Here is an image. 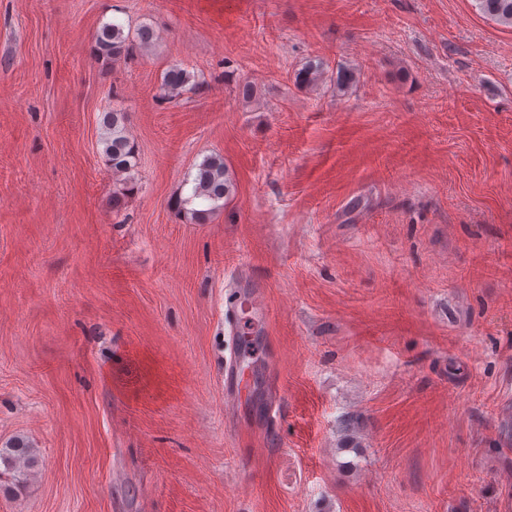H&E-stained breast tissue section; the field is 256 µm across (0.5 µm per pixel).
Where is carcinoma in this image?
<instances>
[{"label":"carcinoma","instance_id":"carcinoma-1","mask_svg":"<svg viewBox=\"0 0 512 512\" xmlns=\"http://www.w3.org/2000/svg\"><path fill=\"white\" fill-rule=\"evenodd\" d=\"M481 13L495 21L512 26V0H475ZM155 37V31L143 26L136 32H127L120 21L104 24L94 35V56L98 60L119 63L130 55L133 46H148ZM323 65L308 64L296 74V82L302 87H311L322 80ZM199 87L195 76L188 70L173 66L163 75L161 90L166 96H177L184 91ZM126 113L117 109L101 114L103 154L106 164L116 175L131 174L137 165V147L127 132ZM233 188L229 171L224 164V157L211 155L197 165L190 195L176 201L178 209L186 211L197 224H205L213 209L209 203H217L228 197ZM37 460L31 448L24 443H16L7 448H0V466L3 474L12 475L13 480L23 482Z\"/></svg>","mask_w":512,"mask_h":512}]
</instances>
